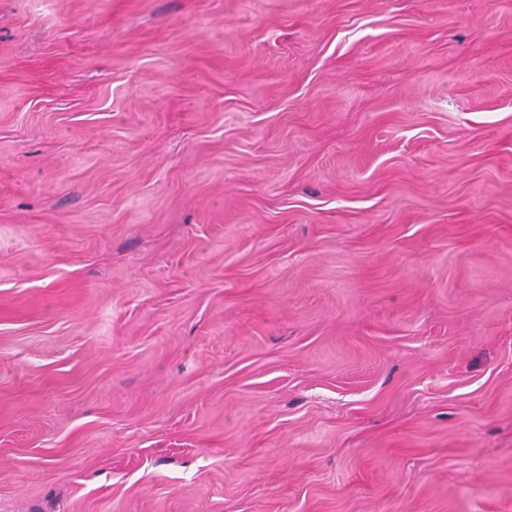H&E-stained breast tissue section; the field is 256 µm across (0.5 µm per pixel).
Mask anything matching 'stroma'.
<instances>
[{
  "instance_id": "35a3bbf8",
  "label": "stroma",
  "mask_w": 512,
  "mask_h": 512,
  "mask_svg": "<svg viewBox=\"0 0 512 512\" xmlns=\"http://www.w3.org/2000/svg\"><path fill=\"white\" fill-rule=\"evenodd\" d=\"M0 512H512V0H0Z\"/></svg>"
}]
</instances>
